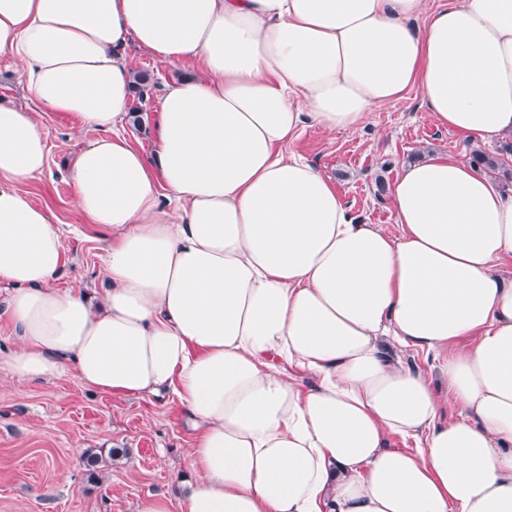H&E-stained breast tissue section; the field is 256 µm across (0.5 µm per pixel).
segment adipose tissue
<instances>
[{"mask_svg":"<svg viewBox=\"0 0 512 512\" xmlns=\"http://www.w3.org/2000/svg\"><path fill=\"white\" fill-rule=\"evenodd\" d=\"M132 46L196 65L149 158L123 134ZM0 55L95 130L69 178L105 234L104 288L57 287L64 229L24 188L49 169L44 131L0 104L11 381L176 397L183 512H512V196L434 154L392 182L393 235L289 150L413 88L438 126L512 133V0H0ZM403 356L411 367L421 370L425 374L434 378L436 383L438 382V370L436 369L437 363L433 360L432 355L427 356L424 352L406 349Z\"/></svg>","mask_w":512,"mask_h":512,"instance_id":"1","label":"adipose tissue"}]
</instances>
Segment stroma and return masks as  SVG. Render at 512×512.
Segmentation results:
<instances>
[{
    "mask_svg": "<svg viewBox=\"0 0 512 512\" xmlns=\"http://www.w3.org/2000/svg\"><path fill=\"white\" fill-rule=\"evenodd\" d=\"M125 64L132 73H148L140 123L125 134L145 155H152V127L161 110L163 86L188 70L130 47ZM0 100L35 110L50 150L46 174L27 183L34 204L48 208L57 223L79 230L65 237L66 264L58 286L81 290L100 287V231L84 223L72 205L67 168L94 131L61 112L38 109L14 60L0 56ZM500 141L481 143L437 126L418 90L374 108L354 131L327 133L306 128L292 152L316 164L353 212L370 224L398 234L387 192L403 163L434 153L471 162L480 149L512 169V154ZM187 414L176 398L121 397L83 386L73 375L12 385L0 397V512H139L150 496L163 494L171 512H181L185 489L177 474L190 448ZM123 449L112 457V449ZM102 457L97 478L83 464L88 453Z\"/></svg>",
    "mask_w": 512,
    "mask_h": 512,
    "instance_id": "obj_1",
    "label": "stroma"
}]
</instances>
